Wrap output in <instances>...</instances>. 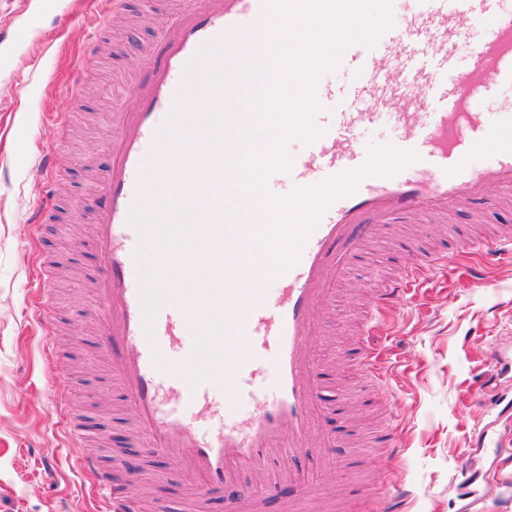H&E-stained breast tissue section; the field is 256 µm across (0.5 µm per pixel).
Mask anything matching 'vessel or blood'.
<instances>
[{
    "label": "vessel or blood",
    "mask_w": 512,
    "mask_h": 512,
    "mask_svg": "<svg viewBox=\"0 0 512 512\" xmlns=\"http://www.w3.org/2000/svg\"><path fill=\"white\" fill-rule=\"evenodd\" d=\"M395 2L399 20L374 47L355 43L344 52L338 69L346 81L319 79L314 124L321 134L294 158L288 180L305 189L360 169L368 159L361 134L385 116L401 131L396 147L418 159L394 176L366 177L353 193L331 201L299 246L296 262L276 276H264L248 299L238 282L259 256L238 239L221 281L234 301L229 325L238 352L221 390L214 380L195 383L177 371L195 351L191 327L199 317L193 300L167 304L153 321H145L135 259L141 234L130 213L139 203L155 211L164 198L189 199L199 191L215 199L216 187L223 184L217 157L191 147L165 161L156 131L172 115L186 66L205 43L245 42L249 51L242 63L259 57L252 36L271 0H197L163 24V56L150 72L134 67L124 75L126 83L138 86V102L110 116L111 166L89 204L95 293L106 301L97 317L95 344L131 408L133 434L148 453L178 461L187 512H202L217 493L230 512H255L262 494L284 484L293 492L288 512H297L312 492L311 474L328 473L335 465L356 471L359 452L332 457L334 440L325 420L345 406L324 399L323 375L312 353L349 256L365 251L393 221L416 214L440 219L457 198L481 201L489 191L512 188V106L499 108L490 101L497 87L512 86V0ZM468 20L479 21L482 32L469 67L462 70L457 51L469 37ZM413 53L431 55L435 68L415 66L409 59ZM426 88L437 92V104L424 99ZM172 167L181 170L179 180L167 178ZM460 250L492 261L499 251H512V232L462 241ZM443 261L440 252L416 251L412 263L385 277L376 310L412 292ZM49 303L48 291H41L31 312L50 341L55 332ZM382 333L373 319L362 331L360 358L375 380ZM159 356L168 368L156 364ZM51 403L67 419L69 437L85 443L68 398L57 392ZM77 465L92 476L95 490L107 495L108 512H143V499L113 494L119 467L103 468L92 452Z\"/></svg>",
    "instance_id": "vessel-or-blood-1"
}]
</instances>
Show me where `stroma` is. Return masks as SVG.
Returning a JSON list of instances; mask_svg holds the SVG:
<instances>
[{
    "label": "stroma",
    "instance_id": "35a3bbf8",
    "mask_svg": "<svg viewBox=\"0 0 512 512\" xmlns=\"http://www.w3.org/2000/svg\"><path fill=\"white\" fill-rule=\"evenodd\" d=\"M194 4L154 0L155 21L144 24L136 20L142 0H126L129 22L114 30L96 71L83 79L86 49L104 29L105 0H59L54 16L40 14L39 0H0V29L27 32L24 41L0 47V512H105L104 496L90 493L88 479L72 463L85 449L71 442L51 410L55 392L67 394L73 413L101 438L104 460L136 457L132 477L144 497L160 503L162 512H185L174 463L139 454L120 393L94 348L95 312L103 303L91 291L92 215L85 204L111 163L108 114L135 100L131 87L115 85L114 75L133 64L150 66L148 50L160 42V21ZM65 114L68 128H57ZM53 136L64 156L61 188L84 210L80 226L66 210L34 229L27 218L47 192L36 164ZM449 219L444 225L420 216L393 225L381 242L349 259L348 274L336 285L326 336L315 350L326 372V398L345 402L364 398L373 387L355 360L359 325L372 286L399 259L395 241L407 238L449 253L446 267L383 315L388 340L383 379L373 387L377 404L328 421L344 444L390 421L402 448L390 457L367 449L359 474L334 471L332 498L317 500L318 512H365L364 500L349 491L356 482L378 496L409 490L410 498L397 503L401 512H466L464 496L476 471L481 492L473 512H512V497L503 496L493 475L497 467L512 470V418L499 426L498 447L466 455L494 412L490 382L512 391V369L501 370L491 358L496 350L512 357V254L484 267L476 286L467 259L453 253L455 239L512 228V205L467 198ZM47 266L57 288L53 365L39 326L27 318L37 273Z\"/></svg>",
    "mask_w": 512,
    "mask_h": 512
}]
</instances>
